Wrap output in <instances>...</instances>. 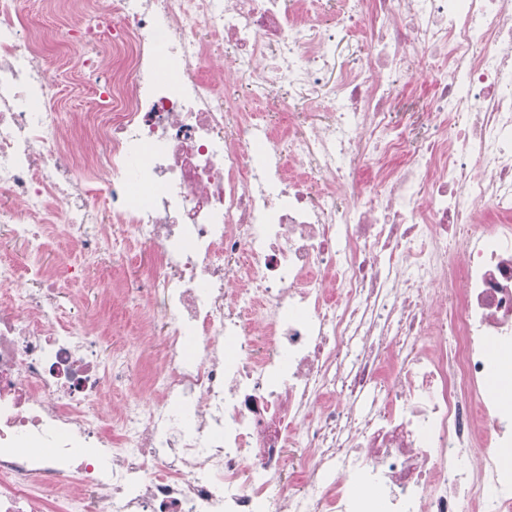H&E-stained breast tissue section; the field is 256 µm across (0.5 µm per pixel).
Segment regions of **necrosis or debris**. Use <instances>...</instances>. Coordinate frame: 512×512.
Returning a JSON list of instances; mask_svg holds the SVG:
<instances>
[{"label":"necrosis or debris","instance_id":"obj_1","mask_svg":"<svg viewBox=\"0 0 512 512\" xmlns=\"http://www.w3.org/2000/svg\"><path fill=\"white\" fill-rule=\"evenodd\" d=\"M27 2L0 0V225L28 249L0 260V512H512V0L329 27L311 0ZM52 53L111 73L94 111H56ZM228 70L333 108L233 111ZM142 245L102 357L62 288Z\"/></svg>","mask_w":512,"mask_h":512}]
</instances>
